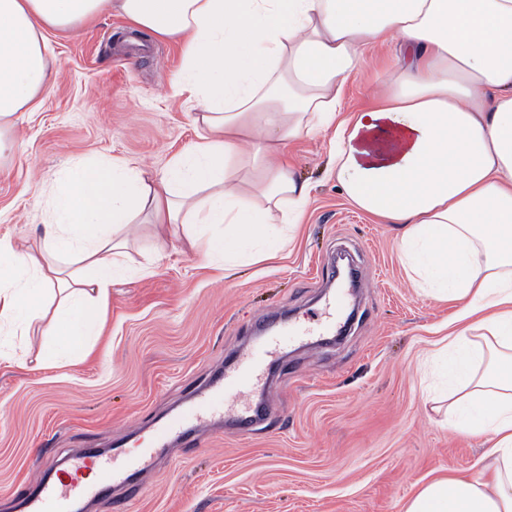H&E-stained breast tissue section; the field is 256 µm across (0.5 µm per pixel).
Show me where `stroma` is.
I'll return each mask as SVG.
<instances>
[{
	"label": "stroma",
	"instance_id": "1",
	"mask_svg": "<svg viewBox=\"0 0 512 512\" xmlns=\"http://www.w3.org/2000/svg\"><path fill=\"white\" fill-rule=\"evenodd\" d=\"M128 31L111 11L73 33L44 30L57 77L0 161V237L42 234V191L70 161L114 156L158 170L196 141V111L172 88L182 45L136 46ZM394 61L391 48L368 52L346 111L372 103L376 72ZM288 153L311 200L284 250L221 268L140 225L129 249L140 272L113 283L83 361L0 360V512H15L40 457L138 446L214 366L257 345L256 328L272 313L318 327L335 287L322 269L339 254L358 271L353 319L333 343H285L283 366L260 393L279 419L249 432L216 424L166 450L134 512H403L432 478L481 474V439L444 426L424 367L457 304L417 290L398 225L356 210L328 179V134L303 137Z\"/></svg>",
	"mask_w": 512,
	"mask_h": 512
}]
</instances>
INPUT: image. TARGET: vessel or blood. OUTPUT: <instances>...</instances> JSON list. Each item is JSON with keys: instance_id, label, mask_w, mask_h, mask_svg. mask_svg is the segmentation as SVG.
Instances as JSON below:
<instances>
[{"instance_id": "vessel-or-blood-1", "label": "vessel or blood", "mask_w": 512, "mask_h": 512, "mask_svg": "<svg viewBox=\"0 0 512 512\" xmlns=\"http://www.w3.org/2000/svg\"><path fill=\"white\" fill-rule=\"evenodd\" d=\"M279 346L278 338L252 348L229 368L216 373L189 405L168 417L156 430L152 442L137 452L126 448L103 451L86 448L74 455L66 469L53 478H38L21 493L24 512H75L78 504L111 500L114 512H130L131 504L122 488L139 492V477L146 472L158 450L182 440L190 432L233 408L235 401L261 379ZM271 409L254 406L237 415L236 424L252 430L271 422Z\"/></svg>"}]
</instances>
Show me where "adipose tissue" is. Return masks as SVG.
I'll list each match as a JSON object with an SVG mask.
<instances>
[{"instance_id":"1","label":"adipose tissue","mask_w":512,"mask_h":512,"mask_svg":"<svg viewBox=\"0 0 512 512\" xmlns=\"http://www.w3.org/2000/svg\"><path fill=\"white\" fill-rule=\"evenodd\" d=\"M109 10L182 44L175 85L198 108L197 140L155 174L74 161L44 192V238L0 237V335L44 319L39 355L82 357L140 224L210 264L281 250L309 204L285 148L331 132L347 199L400 225L414 286L458 304L433 354L445 420L488 444L481 476L433 478L404 512H512V0H0V159L56 79L43 29ZM394 38L373 103L343 113L367 51Z\"/></svg>"}]
</instances>
